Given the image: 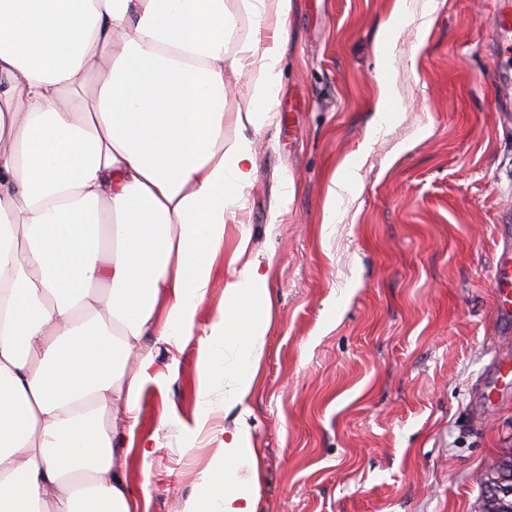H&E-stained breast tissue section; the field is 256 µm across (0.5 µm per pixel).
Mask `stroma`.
<instances>
[{
	"label": "stroma",
	"mask_w": 512,
	"mask_h": 512,
	"mask_svg": "<svg viewBox=\"0 0 512 512\" xmlns=\"http://www.w3.org/2000/svg\"><path fill=\"white\" fill-rule=\"evenodd\" d=\"M424 2L407 0L383 62L375 39L394 0H294L276 118L225 240L229 254L244 237L274 254L272 325L245 405L258 512H482L485 473L512 448V395L472 399L512 355V338L491 333L495 228L512 225V124L495 90L512 46L493 20L512 0H436L425 33ZM381 68L397 112L366 148ZM349 162L356 184L328 202ZM145 353L131 365L148 384L123 470L140 512H185L241 410L224 403L235 383L215 372L198 397L196 341Z\"/></svg>",
	"instance_id": "1"
}]
</instances>
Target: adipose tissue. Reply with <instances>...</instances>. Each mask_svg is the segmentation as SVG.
Masks as SVG:
<instances>
[{
  "instance_id": "adipose-tissue-1",
  "label": "adipose tissue",
  "mask_w": 512,
  "mask_h": 512,
  "mask_svg": "<svg viewBox=\"0 0 512 512\" xmlns=\"http://www.w3.org/2000/svg\"><path fill=\"white\" fill-rule=\"evenodd\" d=\"M292 7L0 0V512H138L119 459L147 382L127 364L149 338H197L198 395L219 368L233 404L252 395L271 255L240 242L223 307L203 334L195 320L255 181ZM222 448L188 512H257L245 417Z\"/></svg>"
}]
</instances>
